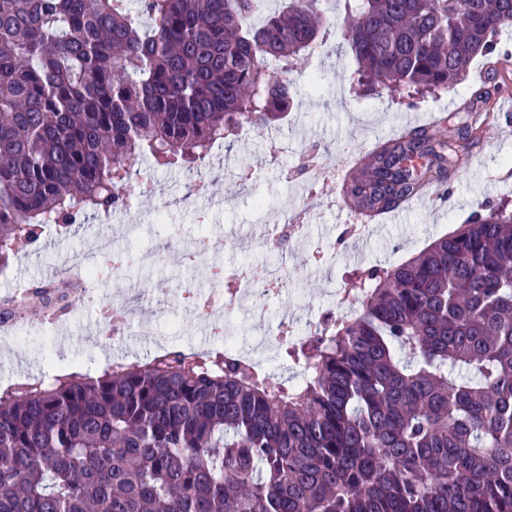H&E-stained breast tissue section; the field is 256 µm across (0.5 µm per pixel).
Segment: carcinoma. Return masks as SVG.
<instances>
[{"instance_id": "1", "label": "carcinoma", "mask_w": 512, "mask_h": 512, "mask_svg": "<svg viewBox=\"0 0 512 512\" xmlns=\"http://www.w3.org/2000/svg\"><path fill=\"white\" fill-rule=\"evenodd\" d=\"M351 87L449 90L495 64L512 0H336ZM320 0H0V271L49 224L124 204L138 160L192 167L290 112ZM479 127L410 129L346 181L363 212L444 183ZM66 272L28 306L62 316ZM293 379L225 348L0 391V512H512V211L478 205L349 279Z\"/></svg>"}]
</instances>
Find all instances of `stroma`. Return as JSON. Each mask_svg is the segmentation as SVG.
Listing matches in <instances>:
<instances>
[{
	"label": "stroma",
	"mask_w": 512,
	"mask_h": 512,
	"mask_svg": "<svg viewBox=\"0 0 512 512\" xmlns=\"http://www.w3.org/2000/svg\"><path fill=\"white\" fill-rule=\"evenodd\" d=\"M354 67L341 37H331L320 54L306 56L298 72L291 74L297 106L284 120L268 129L242 130L214 149L211 162L191 168L158 169L147 158L137 163L139 176L152 178L157 189L132 199L134 228L119 234L116 246L137 253L139 259L123 279L95 285L103 300L131 285L152 296V309L138 312L132 322L136 341L128 361L150 358L157 339L169 347L213 346L183 310L176 291L177 284L187 280L208 289L205 266L186 264L175 253H158L160 240L197 234L198 210H208L212 231L227 240L222 253L225 264L260 261L288 273V294L271 302L266 325L278 329L286 315L294 321V332L304 336L321 309L332 303L324 292L325 280L340 284L354 269L397 263L463 223L482 201H512V138L482 140L459 156L444 185L447 199L434 205L423 199L413 203L381 225L359 258L351 259L354 239L341 235L351 218L340 206V182L352 159L370 151L373 134L394 136L408 113L418 114L424 125L436 113L454 115L460 105L474 100L479 88L490 89L501 81L494 75L486 83H476L473 74L482 67L476 60L470 66L471 77L448 91L356 95L348 84ZM311 149L324 160V172L303 180L299 174ZM201 178L209 189L198 197L193 188ZM285 207L305 214L309 224L305 240L283 255L239 247L241 227L263 224ZM103 228L91 215L82 223L44 232L38 246L11 265V279H0V298L20 284L38 286L49 270L71 264ZM95 321L94 308L79 305L65 316L63 325L43 317L18 331L7 339L6 350H0V386L42 377L51 367L99 372L112 353L90 339L88 331Z\"/></svg>",
	"instance_id": "1"
}]
</instances>
